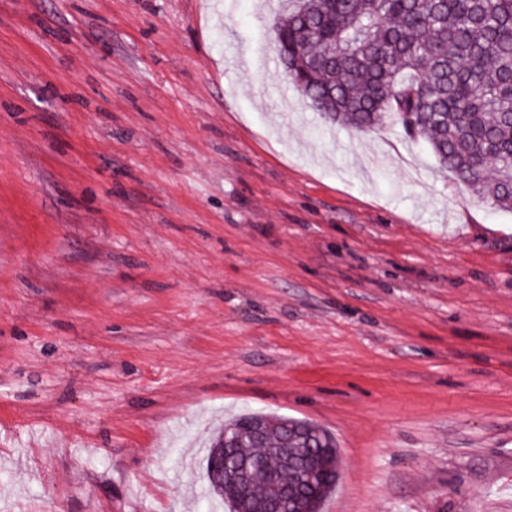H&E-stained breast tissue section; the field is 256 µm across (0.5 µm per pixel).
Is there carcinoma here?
I'll return each instance as SVG.
<instances>
[{"instance_id": "obj_1", "label": "carcinoma", "mask_w": 512, "mask_h": 512, "mask_svg": "<svg viewBox=\"0 0 512 512\" xmlns=\"http://www.w3.org/2000/svg\"><path fill=\"white\" fill-rule=\"evenodd\" d=\"M288 79L332 122L368 131L389 120L424 139L457 181L512 207V0H297L275 19ZM336 440L287 416L242 415L212 438L206 469L227 512H261L275 487L320 512L336 486ZM252 464L250 490L234 466Z\"/></svg>"}]
</instances>
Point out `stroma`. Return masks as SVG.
I'll return each instance as SVG.
<instances>
[{"label":"stroma","mask_w":512,"mask_h":512,"mask_svg":"<svg viewBox=\"0 0 512 512\" xmlns=\"http://www.w3.org/2000/svg\"><path fill=\"white\" fill-rule=\"evenodd\" d=\"M266 0H0V512H224L209 442L336 440L323 512H512V209L289 83Z\"/></svg>","instance_id":"stroma-1"}]
</instances>
